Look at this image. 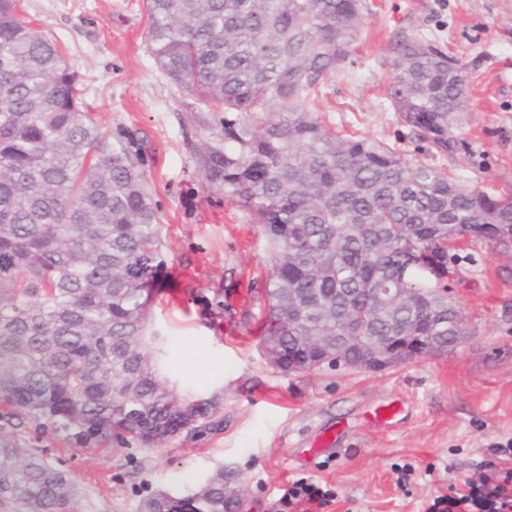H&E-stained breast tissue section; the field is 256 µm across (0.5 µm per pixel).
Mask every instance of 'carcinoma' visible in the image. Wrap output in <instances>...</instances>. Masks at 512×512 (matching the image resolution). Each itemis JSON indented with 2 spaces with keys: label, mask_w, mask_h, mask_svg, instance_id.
Wrapping results in <instances>:
<instances>
[{
  "label": "carcinoma",
  "mask_w": 512,
  "mask_h": 512,
  "mask_svg": "<svg viewBox=\"0 0 512 512\" xmlns=\"http://www.w3.org/2000/svg\"><path fill=\"white\" fill-rule=\"evenodd\" d=\"M159 69L224 112V148L206 185L261 226L272 272L258 318L282 370L310 336L350 334L356 365L371 340L413 320L447 346L469 328L448 297L460 240L512 247V193L468 189L393 146L344 135L316 113L324 80L358 39L364 0H146ZM387 94L439 153L464 102L459 60L436 42L392 48ZM81 83L59 43L19 0H0V509L70 512L75 481L22 448L30 422L96 442L148 447L212 417L167 379L147 334L163 291L161 224L140 154L114 146L81 112ZM393 288L382 305L374 289ZM219 471L194 493L158 492L142 512H243Z\"/></svg>",
  "instance_id": "cac0c4a2"
}]
</instances>
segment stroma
I'll return each instance as SVG.
<instances>
[{
    "label": "stroma",
    "mask_w": 512,
    "mask_h": 512,
    "mask_svg": "<svg viewBox=\"0 0 512 512\" xmlns=\"http://www.w3.org/2000/svg\"><path fill=\"white\" fill-rule=\"evenodd\" d=\"M360 38L326 83L318 110L344 134L367 135L414 161L456 173L490 193L512 191V0H365ZM35 28L62 44L82 84V109L138 149L162 225L164 271L176 302L155 300L151 327L169 348L170 378L219 411L154 448L77 440L29 426L42 452L80 488L75 512H141L158 491L193 493L218 469L241 478L245 512H273L290 482L336 492L331 512H427L449 482L476 476L495 444L512 441V251L459 248L449 295L470 333L454 350L382 372L324 366L284 372L256 336L270 255L259 225L205 188L199 159L224 143V115L158 69L144 0H21ZM424 37L460 60L467 79L455 149L437 154L395 112L385 88L392 46ZM403 406L393 426L373 409ZM333 454L296 458L318 427Z\"/></svg>",
    "instance_id": "stroma-1"
}]
</instances>
